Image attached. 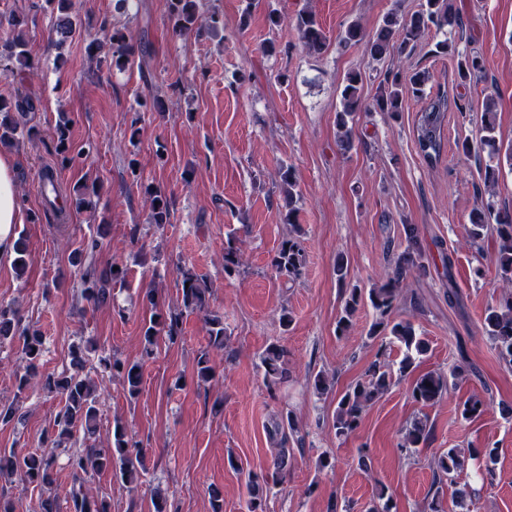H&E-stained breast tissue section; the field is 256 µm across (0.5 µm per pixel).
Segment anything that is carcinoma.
<instances>
[{
	"label": "carcinoma",
	"instance_id": "cac0c4a2",
	"mask_svg": "<svg viewBox=\"0 0 512 512\" xmlns=\"http://www.w3.org/2000/svg\"><path fill=\"white\" fill-rule=\"evenodd\" d=\"M201 0H169V19L174 33L179 36L189 34L200 17ZM23 20L13 17L9 22V31L0 35V49L7 51L10 61L22 69L29 65L28 42L22 30ZM460 26L459 19L453 14L449 0H423L419 11L409 17H402L395 11L386 13L373 35H367L357 23L348 24L339 36L338 46L348 47L365 43L368 56L375 62L383 61L389 49L395 47L401 53H412L421 39L431 30L442 31L448 27ZM295 29L301 47L310 55L321 54L328 50L329 43L316 14L308 9L300 11L295 19ZM112 50L108 67L122 70L129 65L135 54V47L127 36L115 30L109 35ZM433 52L437 55L457 56L456 77L460 82L467 81L472 75L485 69V60L475 51L460 52L448 39L435 43ZM430 75L425 70H417L405 78L398 72L387 73L380 86L373 108L394 117L403 111L405 94L410 93L422 102L421 111L415 126L416 145L430 165H436L444 149V127L449 108L448 92L443 90L434 96L426 93ZM363 75L358 70L347 72L340 84L339 110L336 112V126L339 130V143L343 150L354 148L352 123L354 115L363 108L361 87ZM33 104L27 99L8 100L0 98V143L10 140L16 130L12 111H30ZM496 123L493 104H488L482 115L479 138L465 139L457 148L467 156L478 155L479 149L491 147L504 152V159L512 168V143L501 148L496 145ZM282 189L288 196V211L285 221L296 223L293 207V172L291 168L281 169ZM144 194L149 202L152 221L155 224H167L170 219L169 201L162 191L150 184L145 186ZM493 228L497 241L496 262L500 277L506 284H512V212L495 206L488 200L472 209L469 215L468 238L472 245L485 238L488 228ZM408 240L407 252L403 259L422 267L428 255L419 241L415 227L405 225ZM306 257L301 240L290 236L282 241L272 260L276 275L289 282H295L302 274ZM243 266L240 250L234 247L224 249V274L231 276L240 272ZM336 272L341 287L348 290L344 298L341 314L336 322V335H345L352 326V317L360 304L367 300L376 311L377 319L371 325L368 335L371 338L390 339L400 343L404 354L398 364V372L406 375L413 371L417 356L426 352V342L416 335L412 323L408 320L392 319L397 298L399 280L393 279L379 288L368 292L349 284L348 266L344 261L336 264ZM182 303L184 311L205 313V324L209 346L217 351L226 347L228 336L224 328V315L208 310L206 295L209 289L203 286L197 276L189 269H181ZM83 289L84 298L93 306L107 303L110 293L98 287V280H86ZM151 305V315L144 327L142 336L143 352L146 358L156 354L159 342L175 343L181 335L183 311L166 312L157 308L152 293H147ZM484 329L492 345L498 350L506 366L512 368V292H508L492 306L488 307L484 317ZM18 337L22 339V351L27 365L24 372L16 376L18 392L22 393L32 385H39L49 393H56L65 400L64 407L56 415L51 429L43 436L44 449L39 453L27 455L0 454V479L17 477L28 486L41 490L53 484V470L56 452L76 431H83L89 437L96 432L99 409L97 407V386L84 374L88 354L95 350L94 342L86 340L73 346L70 368L60 374L46 373L40 369L43 354V336L36 332L20 329L16 310L9 304L0 303V340ZM261 363L265 369V384L272 394L281 385L288 382V352L279 343L269 344L261 354ZM97 369L101 377L117 379L123 383L130 396L139 394L142 383V366L116 357L98 359ZM196 376L199 381L208 383L215 377V367L210 354L205 352L196 361ZM393 380V369L386 361L376 360L336 401L334 428L336 436L347 437L358 427L364 409L374 400L388 391ZM448 391L447 379L435 372L421 374L414 378L411 394L415 402L433 405ZM296 431L290 414H283L269 431L271 438L284 442L288 434ZM431 437V427L427 419H416L405 429L401 447L409 452L426 445ZM143 449L129 434L126 426L117 422L113 426L112 438L105 448L89 447L76 450L68 455L67 465L73 478L69 491L72 512H111L110 502L105 496L95 494L84 487V476L90 473L111 471L126 483L134 482L139 475V465ZM461 468L456 449L442 452L435 461L434 482L443 483V479H452ZM248 500L247 512H264V486L259 478L247 475Z\"/></svg>",
	"mask_w": 512,
	"mask_h": 512
}]
</instances>
